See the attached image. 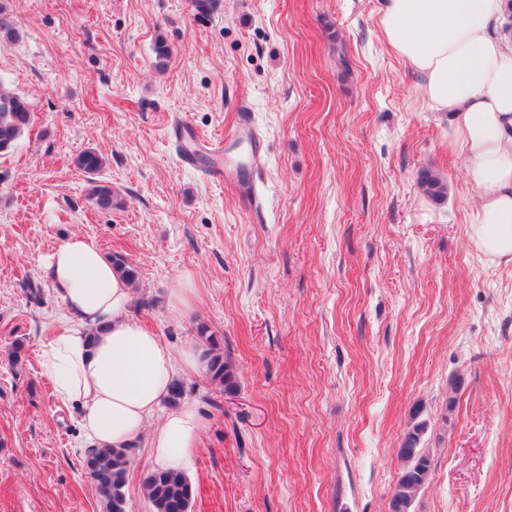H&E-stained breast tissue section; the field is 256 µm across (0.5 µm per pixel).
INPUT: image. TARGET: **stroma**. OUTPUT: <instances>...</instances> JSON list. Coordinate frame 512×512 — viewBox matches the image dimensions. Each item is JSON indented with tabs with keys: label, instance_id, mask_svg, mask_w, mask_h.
Masks as SVG:
<instances>
[{
	"label": "stroma",
	"instance_id": "1",
	"mask_svg": "<svg viewBox=\"0 0 512 512\" xmlns=\"http://www.w3.org/2000/svg\"><path fill=\"white\" fill-rule=\"evenodd\" d=\"M0 1L19 32L0 79L34 115L0 155V512H104L80 409L39 358L71 321L40 262L74 233L137 267L131 317L177 353L207 326L234 365L230 394L175 370L202 420L191 512H391L417 420L432 469L413 512H512V264L467 243L478 192L383 0ZM243 113L266 144L247 195L232 166L204 182L172 132L217 141ZM86 149L112 210L86 197ZM149 439L127 512H149ZM75 167L88 176L87 197L98 209L109 211L114 205V192L112 187L95 178L104 165L103 156L92 149L80 152L74 158ZM416 179L419 189L432 200L440 201L447 197V181L432 168H421L417 172Z\"/></svg>",
	"mask_w": 512,
	"mask_h": 512
}]
</instances>
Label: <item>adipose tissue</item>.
Masks as SVG:
<instances>
[{"mask_svg": "<svg viewBox=\"0 0 512 512\" xmlns=\"http://www.w3.org/2000/svg\"><path fill=\"white\" fill-rule=\"evenodd\" d=\"M505 0H384L380 24L390 48L419 75L430 108L448 114L449 150L478 191L467 227L483 256L512 263V40L500 30ZM55 298L74 323L42 343L61 403L79 404L94 448L132 446L162 415L150 447L156 468L180 467L196 448L201 418L193 404H161L176 363L194 369L195 351L174 355L129 316L131 288L90 239L74 235L42 261Z\"/></svg>", "mask_w": 512, "mask_h": 512, "instance_id": "obj_1", "label": "adipose tissue"}]
</instances>
